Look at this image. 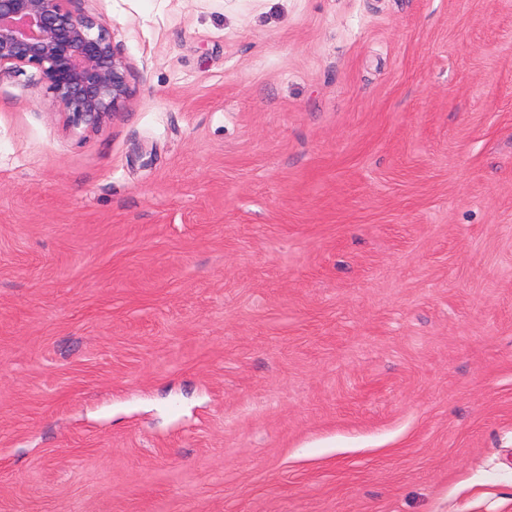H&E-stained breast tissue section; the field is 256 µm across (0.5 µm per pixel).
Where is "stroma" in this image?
Segmentation results:
<instances>
[{
    "label": "stroma",
    "instance_id": "stroma-1",
    "mask_svg": "<svg viewBox=\"0 0 512 512\" xmlns=\"http://www.w3.org/2000/svg\"><path fill=\"white\" fill-rule=\"evenodd\" d=\"M0 73V512H512V0H73ZM73 0H0V72L36 69L75 128L97 129L129 94L105 21Z\"/></svg>",
    "mask_w": 512,
    "mask_h": 512
}]
</instances>
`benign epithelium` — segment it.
Returning <instances> with one entry per match:
<instances>
[{
	"label": "benign epithelium",
	"mask_w": 512,
	"mask_h": 512,
	"mask_svg": "<svg viewBox=\"0 0 512 512\" xmlns=\"http://www.w3.org/2000/svg\"><path fill=\"white\" fill-rule=\"evenodd\" d=\"M73 0H0V70L36 69L75 128L96 129L129 94L107 23Z\"/></svg>",
	"instance_id": "benign-epithelium-1"
}]
</instances>
